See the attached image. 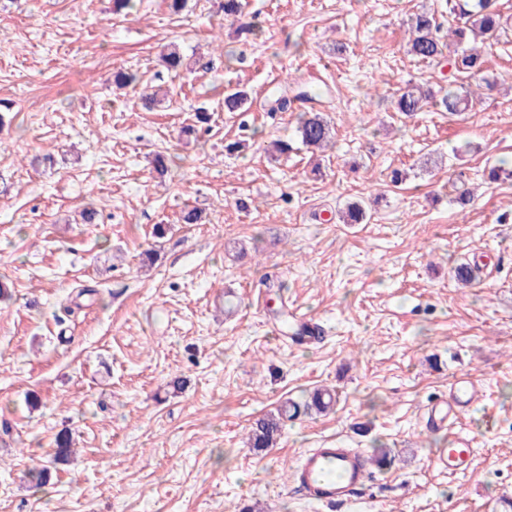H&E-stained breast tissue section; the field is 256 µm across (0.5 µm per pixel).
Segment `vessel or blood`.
<instances>
[{
	"mask_svg": "<svg viewBox=\"0 0 512 512\" xmlns=\"http://www.w3.org/2000/svg\"><path fill=\"white\" fill-rule=\"evenodd\" d=\"M479 394L472 381L455 380L446 399L436 401L426 411L430 427L452 428L458 409L468 407ZM475 450L467 436L454 432L449 446L435 449L433 464L455 476L468 470ZM371 475L368 462L356 449L336 446L309 448L296 459L292 484L303 496L327 507L343 506L363 490Z\"/></svg>",
	"mask_w": 512,
	"mask_h": 512,
	"instance_id": "obj_1",
	"label": "vessel or blood"
}]
</instances>
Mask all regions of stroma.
I'll use <instances>...</instances> for the list:
<instances>
[{"instance_id":"stroma-1","label":"stroma","mask_w":512,"mask_h":512,"mask_svg":"<svg viewBox=\"0 0 512 512\" xmlns=\"http://www.w3.org/2000/svg\"><path fill=\"white\" fill-rule=\"evenodd\" d=\"M245 2L260 22L245 38L221 0L0 9V512H331L289 470L332 443L389 453L338 512H507L512 180L487 169L512 164V0L484 49L497 85L459 119L395 109L408 84L449 86L448 64L409 53L405 25L424 8L454 24L447 0ZM173 43L176 73L161 61ZM119 68L139 83L113 86ZM309 83L326 87L334 147L269 155L296 127L275 96ZM235 87L248 111H225ZM155 89L167 100L144 108ZM200 108L209 130L194 127ZM157 152L177 170L159 176ZM360 200L376 204L368 223H340ZM193 207L201 223H180ZM463 263L478 283L455 280ZM295 308L325 327L319 343L282 332ZM459 374L482 394L457 424L473 463L451 477L423 415ZM318 388L333 408L285 420L276 447L246 446L255 419ZM65 430L74 455L55 467Z\"/></svg>"}]
</instances>
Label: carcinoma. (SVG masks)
I'll return each mask as SVG.
<instances>
[{"label":"carcinoma","mask_w":512,"mask_h":512,"mask_svg":"<svg viewBox=\"0 0 512 512\" xmlns=\"http://www.w3.org/2000/svg\"><path fill=\"white\" fill-rule=\"evenodd\" d=\"M449 13L464 20V25L451 30L453 42L441 40V25L432 13L417 12L410 15L407 25L410 33L409 52L420 61L431 62L448 58L454 71L475 82L479 88H490L485 77L486 59L472 42L480 38L497 41L501 30L500 14L496 0H448ZM474 93L467 90L460 94L448 90L438 96L413 86L400 91L396 97L397 111L412 116L431 105L451 115H458L471 108ZM249 94L234 89L224 92V111L243 112ZM296 133L301 144L314 152L328 146L332 139V127L320 112L304 111L297 115ZM367 218L365 207L356 201L339 212L338 219L344 224H360ZM283 412L265 414L256 419L248 436L251 448L262 451L271 448L281 436ZM53 463L68 462L72 448L69 436L60 434L55 441Z\"/></svg>","instance_id":"obj_1"}]
</instances>
